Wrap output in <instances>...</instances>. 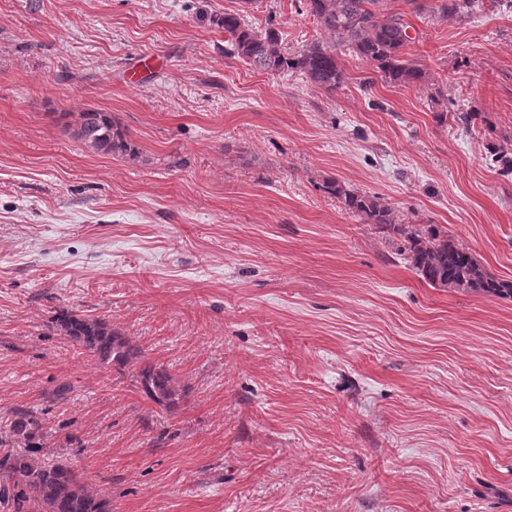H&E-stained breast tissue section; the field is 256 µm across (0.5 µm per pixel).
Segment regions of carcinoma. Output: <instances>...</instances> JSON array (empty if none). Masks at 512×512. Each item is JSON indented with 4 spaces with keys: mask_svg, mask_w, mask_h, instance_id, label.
Wrapping results in <instances>:
<instances>
[{
    "mask_svg": "<svg viewBox=\"0 0 512 512\" xmlns=\"http://www.w3.org/2000/svg\"><path fill=\"white\" fill-rule=\"evenodd\" d=\"M475 2L405 0L412 12L442 19L469 13ZM304 6L331 41H314L301 52L290 53L281 46L278 31L255 32L245 26L243 16L226 13L221 20L228 43L224 54L271 74L299 71L310 84L334 91L345 81L336 47L346 46L372 63L389 83L424 82L426 74L407 58L412 43L409 25L402 13L390 9V0H304ZM74 117L68 127L89 150L132 160L139 157L129 132L112 113L87 108ZM492 157L501 175L512 176L511 152L497 148ZM322 190L338 198L346 211L376 225L388 237L401 239L407 262L430 285L512 299V281L492 276L441 226L403 224L380 197L347 190L335 180L325 182ZM53 328L107 368L138 367L133 381L154 404L170 410L179 403L181 391L167 369L145 361L140 348L106 320L66 311L56 317ZM54 436L36 412L13 413L6 436L0 435V512H112L111 501L91 491L71 466L52 457Z\"/></svg>",
    "mask_w": 512,
    "mask_h": 512,
    "instance_id": "cac0c4a2",
    "label": "carcinoma"
}]
</instances>
